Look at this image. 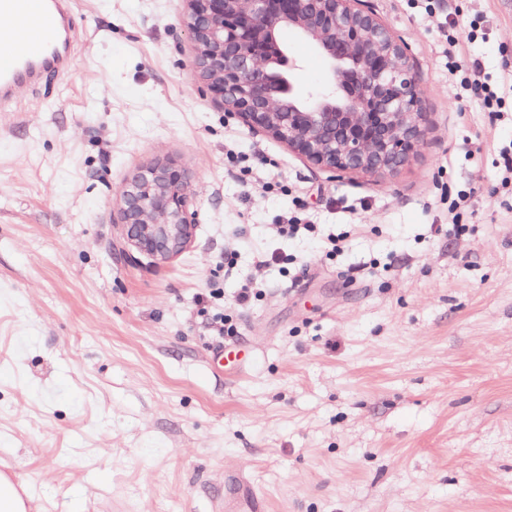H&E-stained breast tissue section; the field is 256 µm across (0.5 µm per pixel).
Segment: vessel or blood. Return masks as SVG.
I'll list each match as a JSON object with an SVG mask.
<instances>
[{
	"label": "vessel or blood",
	"instance_id": "vessel-or-blood-1",
	"mask_svg": "<svg viewBox=\"0 0 512 512\" xmlns=\"http://www.w3.org/2000/svg\"><path fill=\"white\" fill-rule=\"evenodd\" d=\"M70 0H0V102L24 83L38 80L45 71L66 69L72 32ZM11 18L28 22L25 35L8 26ZM268 498L243 473L224 474V512H267Z\"/></svg>",
	"mask_w": 512,
	"mask_h": 512
}]
</instances>
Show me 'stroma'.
Segmentation results:
<instances>
[{
  "label": "stroma",
  "mask_w": 512,
  "mask_h": 512,
  "mask_svg": "<svg viewBox=\"0 0 512 512\" xmlns=\"http://www.w3.org/2000/svg\"><path fill=\"white\" fill-rule=\"evenodd\" d=\"M365 3L423 92L425 143L391 173L320 170L224 112L188 0H75L73 70L0 106V472L28 512H216L228 470L271 512H512V0ZM454 20L476 31L449 57ZM475 61L500 116L461 86ZM167 159L193 241L129 262L119 191ZM291 212L319 234H277Z\"/></svg>",
  "instance_id": "35a3bbf8"
}]
</instances>
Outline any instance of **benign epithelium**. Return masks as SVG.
I'll return each instance as SVG.
<instances>
[{"mask_svg": "<svg viewBox=\"0 0 512 512\" xmlns=\"http://www.w3.org/2000/svg\"><path fill=\"white\" fill-rule=\"evenodd\" d=\"M361 0H189L184 24L199 79L244 124L325 171L392 172L423 143L422 92L408 47ZM323 55L328 92L303 93L281 32ZM123 241L167 262L192 241L196 213L175 160L139 170L119 193Z\"/></svg>", "mask_w": 512, "mask_h": 512, "instance_id": "1", "label": "benign epithelium"}]
</instances>
